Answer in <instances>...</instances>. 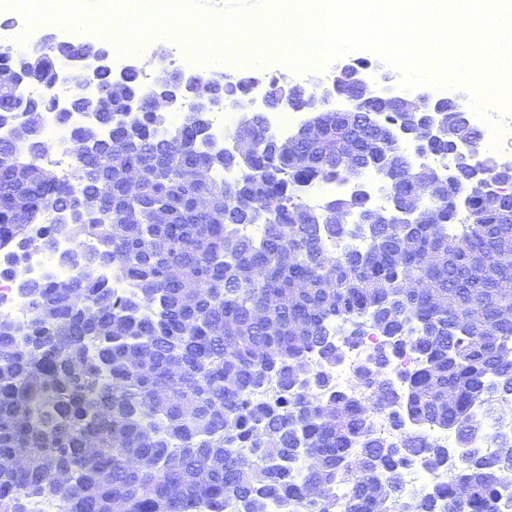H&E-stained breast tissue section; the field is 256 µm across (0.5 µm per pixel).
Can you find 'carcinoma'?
Returning a JSON list of instances; mask_svg holds the SVG:
<instances>
[{
    "label": "carcinoma",
    "mask_w": 512,
    "mask_h": 512,
    "mask_svg": "<svg viewBox=\"0 0 512 512\" xmlns=\"http://www.w3.org/2000/svg\"><path fill=\"white\" fill-rule=\"evenodd\" d=\"M88 49L47 46L32 67L0 52V124L12 127L0 139V278L20 274L29 243L51 249L66 215L81 214L73 232L100 244L75 249L80 278L22 281L30 320L20 334L0 332V512H30L39 499L60 512H113L116 502L123 512H265L269 496L281 512H512V321L497 320L512 310V294L497 288L512 278V173L488 157L487 177L509 191L490 195L463 179L417 200L415 154L384 156L389 128L418 122L398 105L377 106L375 124L363 112H319L321 136L291 142L258 116L246 163L201 147L206 115L191 98L169 124L138 71L129 80L143 97L140 120L92 149L75 132L63 143L73 163L58 171L43 162L54 143L19 104L53 107L23 87L52 81L58 59ZM88 80L102 92L104 121L124 113L111 73ZM482 139L475 130L459 141L423 135L422 151L463 171ZM344 140L365 164L388 167L390 212H418L412 224H373L364 247L338 251L352 233L336 207L349 204L355 224L372 205L347 193L312 201L302 188L356 180L336 163ZM194 166L212 175L209 212L194 209V188L182 182ZM129 167L144 172L136 198L124 190ZM226 169L234 182L214 178ZM272 198L278 212L262 211ZM158 209L168 223L153 222ZM48 212L58 221L43 223ZM252 224L263 233H248ZM101 266L133 295L94 277ZM408 280L424 287H400ZM479 308L486 320L458 331ZM333 321L353 344L369 324L383 340L356 371L359 396L317 400L305 389L330 386L327 368L342 359ZM410 353L421 366L405 373L401 396L385 372ZM478 406L498 421L509 415L495 451L465 453L446 486L405 496L402 466L448 455L420 425L450 430L467 448L483 436ZM383 413L394 439L374 432ZM299 456L296 482L288 463Z\"/></svg>",
    "instance_id": "1"
}]
</instances>
